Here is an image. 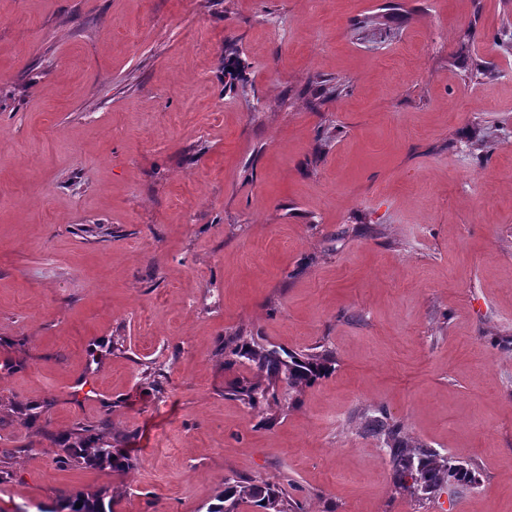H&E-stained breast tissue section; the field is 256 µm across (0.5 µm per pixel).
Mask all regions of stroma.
<instances>
[{
	"mask_svg": "<svg viewBox=\"0 0 512 512\" xmlns=\"http://www.w3.org/2000/svg\"><path fill=\"white\" fill-rule=\"evenodd\" d=\"M231 336L335 369L252 409ZM377 409L477 485L397 489ZM235 475L512 512V0H0V512ZM62 453L58 463L63 468L110 467L116 472H123L129 468V459L126 455L120 449L112 448L110 444L80 442V444L62 448Z\"/></svg>",
	"mask_w": 512,
	"mask_h": 512,
	"instance_id": "obj_1",
	"label": "stroma"
}]
</instances>
